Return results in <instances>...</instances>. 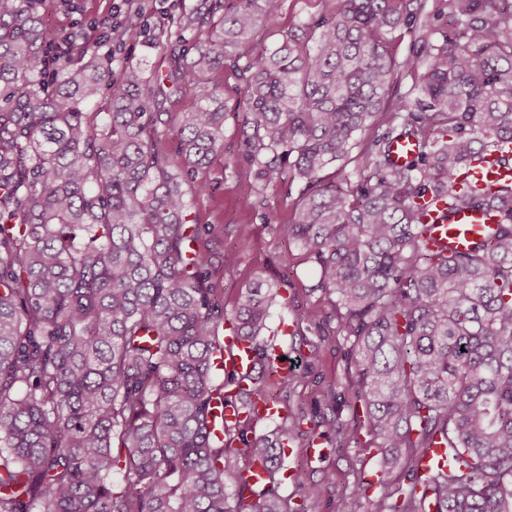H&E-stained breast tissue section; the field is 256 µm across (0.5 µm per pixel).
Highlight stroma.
<instances>
[{
    "instance_id": "1",
    "label": "stroma",
    "mask_w": 512,
    "mask_h": 512,
    "mask_svg": "<svg viewBox=\"0 0 512 512\" xmlns=\"http://www.w3.org/2000/svg\"><path fill=\"white\" fill-rule=\"evenodd\" d=\"M196 2L182 0L180 8L165 12L156 9L152 0H133L146 13L147 33L125 41L117 50L104 39V28L112 22L113 0H43L41 14L52 37L84 31L87 37L101 41L103 52L113 53L114 70L134 66L148 77L167 68L170 50L176 47L181 32L183 10ZM215 78L224 86V154L205 172L209 188L196 199L195 214L199 223L223 225L221 249H236L239 235L248 233V248L220 281L224 309L234 312L246 288L255 282L273 284L278 299L270 308L263 339L288 356L297 380L285 386L265 378V391L279 401L284 414L304 413L305 427H317L322 435L326 454L319 460L307 456V437L294 436L290 455L282 457L278 465L283 470H302L304 478L299 482L281 479L277 492L288 507L303 504L307 512H336L342 495L362 479L376 475L378 468L368 430L355 413L349 345L340 336L318 335L315 326L306 323L298 335L281 333L283 323L300 321L309 308L318 311L327 327H335V308L327 295L314 290L318 269L288 236L292 202L301 182L287 173L270 185L255 180L242 142L243 84L229 67ZM245 184L255 191L256 204L251 208L243 207L239 200V190ZM331 391L336 401L328 408L323 399ZM327 471L332 472L333 482L324 481Z\"/></svg>"
}]
</instances>
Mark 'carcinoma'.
<instances>
[{
  "instance_id": "obj_1",
  "label": "carcinoma",
  "mask_w": 512,
  "mask_h": 512,
  "mask_svg": "<svg viewBox=\"0 0 512 512\" xmlns=\"http://www.w3.org/2000/svg\"><path fill=\"white\" fill-rule=\"evenodd\" d=\"M42 0H0V512H288L275 463L304 417L255 437L228 400L263 394L224 369V324L255 345L273 294L258 283L236 313L218 281L238 250L201 245L199 174L224 155L223 88L211 74L258 25L277 31L283 0H201L185 30L193 56L145 79L103 63L99 42L50 36ZM423 29L398 61L390 35ZM417 95L382 112L400 69ZM192 75L196 106L166 112ZM243 141L255 178L288 166L303 183L291 239L336 297L381 476L378 512H512V0H336V11L250 52ZM385 132L357 134L378 114ZM178 126L179 145L167 136ZM415 158L396 163L393 142ZM485 211L493 224L461 252L430 242L428 203ZM270 469L255 488L235 444ZM448 464L412 484L427 448ZM235 483L227 491V481Z\"/></svg>"
}]
</instances>
